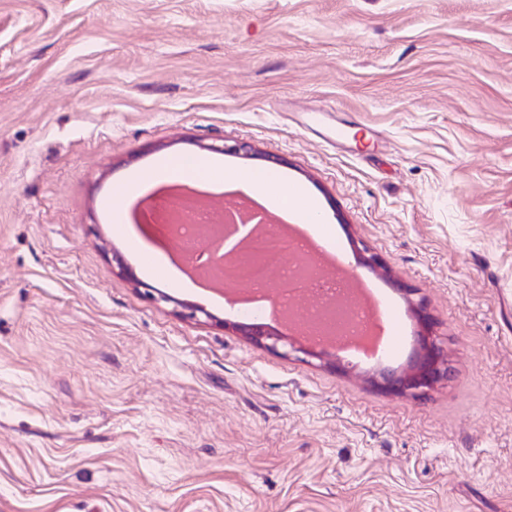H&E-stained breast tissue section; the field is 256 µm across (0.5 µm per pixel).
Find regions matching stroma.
Instances as JSON below:
<instances>
[{
  "mask_svg": "<svg viewBox=\"0 0 512 512\" xmlns=\"http://www.w3.org/2000/svg\"><path fill=\"white\" fill-rule=\"evenodd\" d=\"M185 155L302 187L392 349L259 346L116 231ZM424 328L447 377L374 384ZM0 512H512V0H0Z\"/></svg>",
  "mask_w": 512,
  "mask_h": 512,
  "instance_id": "obj_1",
  "label": "stroma"
}]
</instances>
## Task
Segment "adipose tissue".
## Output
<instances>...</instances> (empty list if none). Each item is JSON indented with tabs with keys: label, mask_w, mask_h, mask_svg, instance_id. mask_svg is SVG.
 Masks as SVG:
<instances>
[{
	"label": "adipose tissue",
	"mask_w": 512,
	"mask_h": 512,
	"mask_svg": "<svg viewBox=\"0 0 512 512\" xmlns=\"http://www.w3.org/2000/svg\"><path fill=\"white\" fill-rule=\"evenodd\" d=\"M172 179L204 180L212 185L234 182L247 191L266 201L273 209L283 215H292L321 239H328L329 232L322 222V213L318 204L308 198L298 187H288L281 183L278 176L265 170H251L230 174L220 164H203L190 161L189 158L163 160L145 174H134L115 185L113 197L118 201L134 199L149 187Z\"/></svg>",
	"instance_id": "1"
}]
</instances>
